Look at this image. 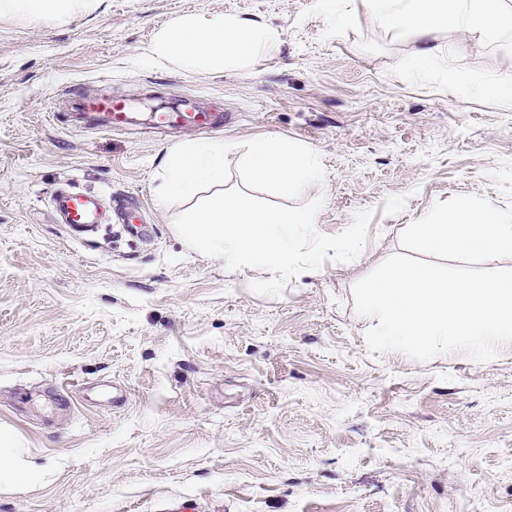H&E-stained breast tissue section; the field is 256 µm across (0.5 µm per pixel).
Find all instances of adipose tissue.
Returning a JSON list of instances; mask_svg holds the SVG:
<instances>
[{"mask_svg": "<svg viewBox=\"0 0 512 512\" xmlns=\"http://www.w3.org/2000/svg\"><path fill=\"white\" fill-rule=\"evenodd\" d=\"M362 4L380 26L413 33L424 63L439 51L434 42L439 29H460L482 40L512 27V0H362ZM277 40L275 31L235 17L224 18L207 30L182 21L155 44L153 55L160 61L176 59L184 68L196 70L217 62L236 64ZM411 232L419 248L429 253L512 257V217L477 209L465 198L458 199L436 223L412 225Z\"/></svg>", "mask_w": 512, "mask_h": 512, "instance_id": "1", "label": "adipose tissue"}]
</instances>
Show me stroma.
<instances>
[{
	"label": "stroma",
	"mask_w": 512,
	"mask_h": 512,
	"mask_svg": "<svg viewBox=\"0 0 512 512\" xmlns=\"http://www.w3.org/2000/svg\"><path fill=\"white\" fill-rule=\"evenodd\" d=\"M250 18L278 33L236 67L188 71L152 46L174 21ZM408 32L354 0H84L0 14V436L38 471L0 512H512V346L481 363L372 353L354 284L422 258L408 227L456 199L512 213V28L478 41ZM464 75L449 85V69ZM191 98L211 131L113 134L73 117V90ZM281 137L315 150L319 232L374 210L347 264L282 295L270 272L187 250L156 203L188 142ZM136 206L81 237L51 209L66 187Z\"/></svg>",
	"instance_id": "stroma-1"
}]
</instances>
